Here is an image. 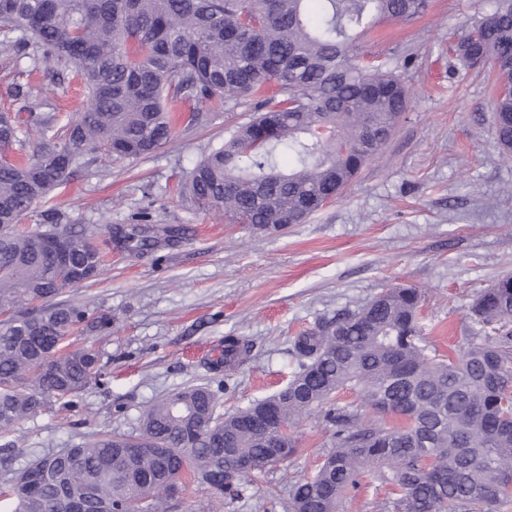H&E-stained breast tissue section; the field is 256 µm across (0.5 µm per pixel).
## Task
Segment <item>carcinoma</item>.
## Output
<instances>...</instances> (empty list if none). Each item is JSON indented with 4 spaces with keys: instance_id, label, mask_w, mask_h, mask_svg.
Instances as JSON below:
<instances>
[{
    "instance_id": "1",
    "label": "carcinoma",
    "mask_w": 512,
    "mask_h": 512,
    "mask_svg": "<svg viewBox=\"0 0 512 512\" xmlns=\"http://www.w3.org/2000/svg\"><path fill=\"white\" fill-rule=\"evenodd\" d=\"M0 0V42L30 71H71L88 105L58 126L28 84L14 97L26 118L0 112V434L47 398L76 397L102 379L100 358L68 335L111 320L63 300L94 280L103 254L55 209L47 225L19 224L49 203L86 152L147 157L174 135L171 113L194 103L253 101L185 183L199 206L263 231L303 224L379 159L410 105L398 68L350 62L351 43L379 22L409 23L429 0ZM455 51L488 63L498 87L497 142L512 152V0L462 33ZM286 150V169L276 156ZM62 238L70 264L53 261ZM134 250L150 246L134 226ZM421 293L387 288L362 307L293 339L296 368L275 394L222 412L209 384L192 385L142 412L135 434L101 433L37 457L3 496L13 512H167L171 478L241 494L255 472L297 452L269 434L318 412L333 428L317 469L288 490V512H339L365 481L391 486L386 512H512V276L470 309L478 326L448 359L432 355L419 321ZM250 346L224 341V359ZM352 390L355 404L333 403ZM146 444L143 451L136 450ZM254 459L243 470L239 461Z\"/></svg>"
}]
</instances>
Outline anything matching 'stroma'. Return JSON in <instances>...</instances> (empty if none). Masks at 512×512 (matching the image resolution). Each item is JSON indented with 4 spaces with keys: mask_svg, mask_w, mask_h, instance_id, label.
Segmentation results:
<instances>
[{
    "mask_svg": "<svg viewBox=\"0 0 512 512\" xmlns=\"http://www.w3.org/2000/svg\"><path fill=\"white\" fill-rule=\"evenodd\" d=\"M492 9L493 0H430L413 22L356 40L355 54L398 66L411 106L382 159L307 223L264 232L182 196L187 172L226 128L249 119L247 103L200 105L197 124L178 121L173 139L145 158L85 155L54 203L107 252L102 274L66 294L112 320L108 332L86 335L105 375L75 404L50 402L18 425L20 451L0 453V493L34 456L102 431L134 432L146 405L183 387L223 381L228 412L274 393L296 367L295 336L387 288L421 290L426 341L451 355L472 326L477 294L512 274V197L503 193L512 153L495 139L493 78L453 52ZM38 99L75 114L84 95L52 64L41 69ZM143 213L154 246L133 251L110 239L108 228H128ZM230 336L251 351L214 368ZM293 430L299 452L255 474L239 497L190 483L172 512H283L289 483L313 473L332 435L316 413Z\"/></svg>",
    "mask_w": 512,
    "mask_h": 512,
    "instance_id": "35a3bbf8",
    "label": "stroma"
}]
</instances>
